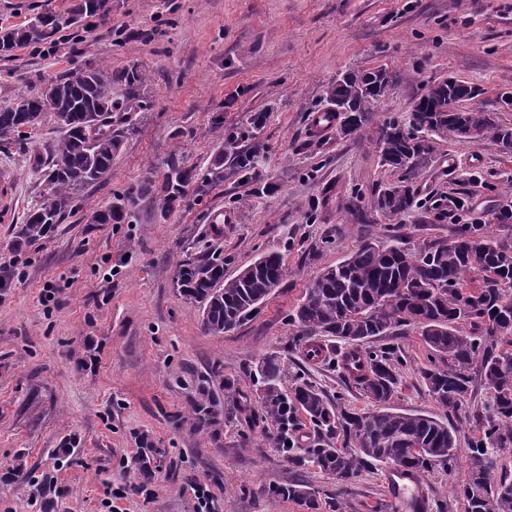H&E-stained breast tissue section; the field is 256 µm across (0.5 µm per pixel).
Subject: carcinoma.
I'll list each match as a JSON object with an SVG mask.
<instances>
[{
    "instance_id": "obj_1",
    "label": "carcinoma",
    "mask_w": 512,
    "mask_h": 512,
    "mask_svg": "<svg viewBox=\"0 0 512 512\" xmlns=\"http://www.w3.org/2000/svg\"><path fill=\"white\" fill-rule=\"evenodd\" d=\"M111 0H76L65 14L46 12L23 26L0 30V51L54 37L64 28L88 18L107 16ZM146 72L132 65L120 72L91 65L65 78L51 81L50 92L23 96L14 106L0 109V139L33 127L47 109L51 95L53 114L64 129L63 137L31 160L35 168L47 166L46 196L32 209L20 230L21 241L48 236L61 216L72 207L75 191L104 178L119 152L121 133L112 130V113L138 96ZM391 83L385 69L348 70L326 90L329 112L340 121L339 133L354 140L370 120ZM480 95L474 86L452 78L435 81L412 106L407 121H392L378 129L381 165L397 179L370 199V207L398 216L416 206L414 186L433 162L435 138L448 132L472 142L491 140L512 154V125L498 113L465 109L460 103ZM98 128L94 141L88 131ZM252 144L237 147L229 134L203 170L188 169L176 160L167 162L165 180L158 190V208L166 215L237 175L256 182L260 150ZM232 154L229 166L224 156ZM155 190L149 178L136 191L115 198L94 213L93 224H120L132 216L136 197ZM495 225L463 224L452 240L393 245L364 240L346 259L325 268L306 288L288 319L293 327L292 346L307 362L323 363L341 374L356 389L367 407L357 410L332 401L305 374L296 373L291 390L282 389L288 365L275 355L264 357L253 373L257 410L239 408L247 428L266 423L276 430L275 447L297 466H312L336 480L340 492L362 471L377 464L394 465L417 474L451 467L459 448V429L428 415L403 412L394 405L402 384L404 360L386 339L415 329L430 351V364L420 369L428 396L442 410L456 415L460 424L471 421L468 411L473 388L479 382L490 394L491 406L476 415L477 426L466 438L468 481L455 490L464 512H512V469L499 448L512 447V240L504 235L512 227V194L498 205ZM283 278L282 260L264 255L232 275L224 273V260L213 255L193 256L176 264L174 285L181 296L202 308V329L210 334L228 332L258 311ZM335 338L350 355L363 357L361 372L348 374L341 356L324 353L320 340ZM383 344L377 346L375 342ZM188 415L195 430L213 445H221L224 423L233 414L224 410L211 376L194 381ZM310 424L314 438L299 445L298 434ZM160 449L143 437L131 459L141 483L152 481ZM273 498L303 501L318 512L320 504L303 484H272Z\"/></svg>"
}]
</instances>
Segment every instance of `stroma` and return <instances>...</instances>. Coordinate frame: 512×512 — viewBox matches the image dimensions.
<instances>
[{
  "label": "stroma",
  "instance_id": "stroma-1",
  "mask_svg": "<svg viewBox=\"0 0 512 512\" xmlns=\"http://www.w3.org/2000/svg\"><path fill=\"white\" fill-rule=\"evenodd\" d=\"M72 3L0 0V27ZM134 63L148 81L141 109L124 115L133 130L110 174L81 187L49 237L18 250L11 244L47 189L26 159L63 131L49 113L0 142L15 199L14 222L0 223V512H307L270 497L273 483L308 485L320 512L335 500L342 512L388 501L386 466L363 471L340 497L332 478L273 448L275 430L233 422L218 448L175 417L201 375L254 393L251 374L271 354L329 397L363 408L336 371L299 357L288 318L311 281L365 239L447 240L460 225L492 223L512 189V155L489 140L436 141L407 214L373 212L369 198L395 178L380 164L379 126L405 120L433 82L480 88L470 108L512 123V109L499 105L512 93V0H112L107 17L0 51V106L89 64ZM381 68L392 82L359 138L335 129L314 136L329 83L349 69ZM257 115L260 182L224 181L166 217L148 194L131 223H90L144 179L162 183L168 156L206 168L225 137L249 130ZM457 198L463 210H454ZM217 209L233 218L220 234L210 224ZM188 251L222 253L229 275L274 252L286 272L257 313L212 335L174 286ZM393 342L406 360L397 406L444 418L418 374L428 363L419 334ZM143 435L165 451L145 487L130 468ZM467 479L462 457L424 474V512H463L454 491ZM201 485L212 494L205 506Z\"/></svg>",
  "mask_w": 512,
  "mask_h": 512
}]
</instances>
